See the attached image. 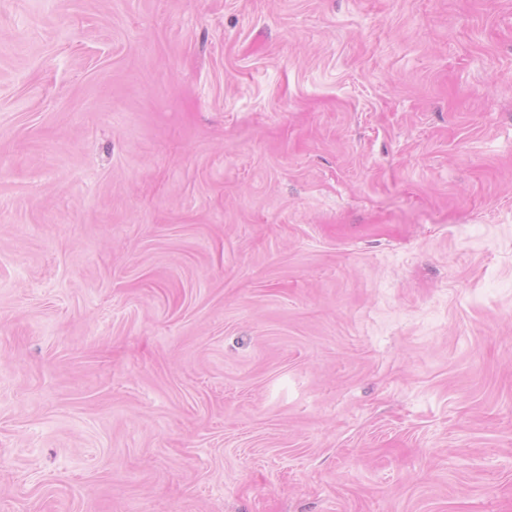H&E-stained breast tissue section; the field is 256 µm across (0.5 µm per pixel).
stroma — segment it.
I'll list each match as a JSON object with an SVG mask.
<instances>
[{
  "mask_svg": "<svg viewBox=\"0 0 512 512\" xmlns=\"http://www.w3.org/2000/svg\"><path fill=\"white\" fill-rule=\"evenodd\" d=\"M0 512H512V0H0Z\"/></svg>",
  "mask_w": 512,
  "mask_h": 512,
  "instance_id": "stroma-1",
  "label": "stroma"
}]
</instances>
